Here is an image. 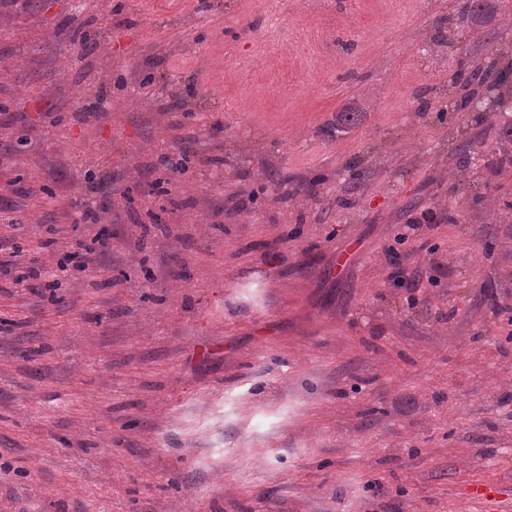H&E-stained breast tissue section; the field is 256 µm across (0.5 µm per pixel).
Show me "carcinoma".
<instances>
[{"label": "carcinoma", "mask_w": 512, "mask_h": 512, "mask_svg": "<svg viewBox=\"0 0 512 512\" xmlns=\"http://www.w3.org/2000/svg\"><path fill=\"white\" fill-rule=\"evenodd\" d=\"M484 10L485 0H467L459 15L439 19L437 31L461 25L467 28L469 36L489 42L498 37V32L478 27L477 20ZM448 84L452 89V111L468 112L474 103L477 111L498 116L493 149L482 153L485 168L493 176L512 168V61L501 65L494 59L486 66L468 68L461 57L456 60V70L448 75ZM362 118L361 112L345 108L336 115V129L352 131L362 123ZM477 148L479 145L474 138L460 141L453 152L459 167L471 166Z\"/></svg>", "instance_id": "cac0c4a2"}]
</instances>
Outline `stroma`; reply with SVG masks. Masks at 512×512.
<instances>
[{
  "label": "stroma",
  "mask_w": 512,
  "mask_h": 512,
  "mask_svg": "<svg viewBox=\"0 0 512 512\" xmlns=\"http://www.w3.org/2000/svg\"><path fill=\"white\" fill-rule=\"evenodd\" d=\"M453 3L0 0V512H512L495 131L413 99L512 0ZM485 1L487 0H467L466 5L460 11V14L456 17L449 16L442 17L438 21L437 31L438 37L442 35L444 24H448V29L454 27L457 28L460 24L463 27H467L469 37H476L478 40L484 42H490L492 39L498 37L496 31H485L483 28L478 27L477 20L483 14L485 10Z\"/></svg>",
  "instance_id": "obj_1"
}]
</instances>
